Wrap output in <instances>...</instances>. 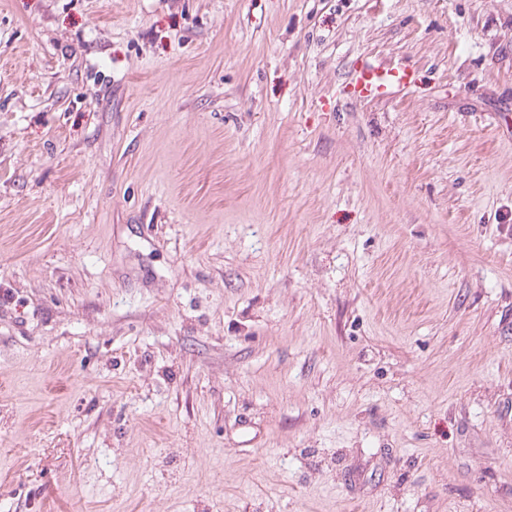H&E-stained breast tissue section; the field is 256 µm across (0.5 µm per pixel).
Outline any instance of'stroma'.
I'll return each instance as SVG.
<instances>
[{"mask_svg":"<svg viewBox=\"0 0 512 512\" xmlns=\"http://www.w3.org/2000/svg\"><path fill=\"white\" fill-rule=\"evenodd\" d=\"M511 115L512 0H0V512H512ZM413 76L414 72L407 67L387 69L362 61L346 86V96L353 101L383 98L394 88L410 86Z\"/></svg>","mask_w":512,"mask_h":512,"instance_id":"stroma-1","label":"stroma"}]
</instances>
